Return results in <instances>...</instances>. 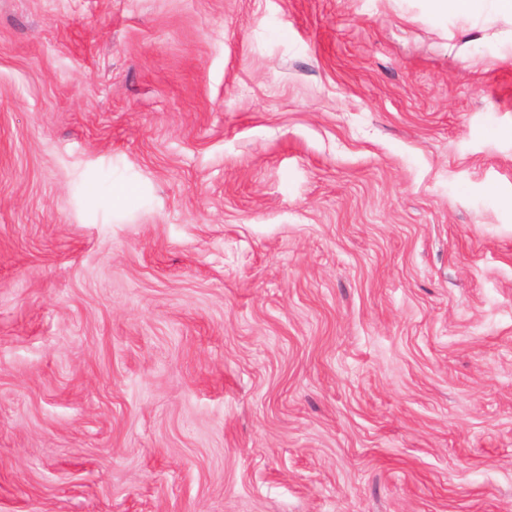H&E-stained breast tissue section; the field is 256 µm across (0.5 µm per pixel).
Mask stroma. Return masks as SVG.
I'll return each instance as SVG.
<instances>
[{"mask_svg":"<svg viewBox=\"0 0 512 512\" xmlns=\"http://www.w3.org/2000/svg\"><path fill=\"white\" fill-rule=\"evenodd\" d=\"M0 512H512V25L0 0Z\"/></svg>","mask_w":512,"mask_h":512,"instance_id":"stroma-1","label":"stroma"}]
</instances>
